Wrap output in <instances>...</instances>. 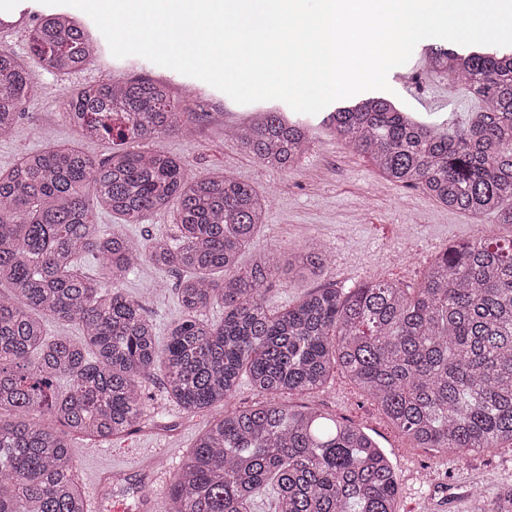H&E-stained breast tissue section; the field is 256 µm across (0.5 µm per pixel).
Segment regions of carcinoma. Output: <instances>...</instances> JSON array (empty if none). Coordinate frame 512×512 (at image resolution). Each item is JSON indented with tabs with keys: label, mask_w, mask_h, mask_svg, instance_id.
Returning a JSON list of instances; mask_svg holds the SVG:
<instances>
[{
	"label": "carcinoma",
	"mask_w": 512,
	"mask_h": 512,
	"mask_svg": "<svg viewBox=\"0 0 512 512\" xmlns=\"http://www.w3.org/2000/svg\"><path fill=\"white\" fill-rule=\"evenodd\" d=\"M31 50L60 73L83 69L95 43L81 21L50 13ZM431 67L482 102L458 134L403 116L397 101L362 96L330 126L377 174L437 204L512 226V52L432 47ZM35 76L0 49V136L12 131ZM85 139L158 141L194 127L170 87L150 79L89 84L61 101ZM236 138L260 163L293 170L309 151L305 123L272 108ZM126 224L177 202L174 236L135 243L95 223L86 201ZM268 202L224 173L191 177L157 145L97 161L68 145L23 154L0 170V512H89L71 439L124 435L154 408L157 375L188 413L220 408L164 494V512H248L260 491L274 512H394L398 478L363 428L282 397L322 387L341 366L391 425L421 448L458 455L512 446V238L446 248L411 292L383 280L329 283L273 311L265 292L281 268L304 276L325 252H241ZM84 254L101 273L86 276ZM184 272L183 315L159 345L143 305L120 288L142 262ZM224 308L212 322L206 312ZM81 336H47L45 319ZM266 401L229 404L242 376ZM53 416L56 426L40 421Z\"/></svg>",
	"instance_id": "1"
}]
</instances>
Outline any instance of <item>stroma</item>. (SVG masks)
Here are the masks:
<instances>
[{"instance_id":"stroma-1","label":"stroma","mask_w":512,"mask_h":512,"mask_svg":"<svg viewBox=\"0 0 512 512\" xmlns=\"http://www.w3.org/2000/svg\"><path fill=\"white\" fill-rule=\"evenodd\" d=\"M419 42L411 59L393 68V98L415 112L429 115L449 132L460 130L480 101L465 87L432 69ZM8 50L45 87L42 97L26 101L12 135L0 140V170L10 169L22 154L44 149L52 142L76 143L88 155L102 160L112 151L143 150L140 142L126 143L102 137L86 140L73 128L60 108L61 100L82 85L101 79L129 81L143 70L128 66L102 47L81 71L59 74L33 54L29 42L10 44ZM174 98L192 112L204 113L192 137L163 136L159 144L182 158L191 174L226 172L268 196L270 203L249 249L240 258L249 265L255 252L279 248L316 247L327 251L328 261L316 273L298 277L280 272L266 293L274 310L295 304L328 282L350 288L381 279L417 287L425 268L448 245L486 236L512 237V227L449 210L421 191L403 188L381 178L371 163L346 148L331 132L326 112L303 115L310 128V150L292 171L266 167L241 145L225 137L224 127L258 110V103L238 104L225 94L188 96L173 90ZM175 207L147 213L141 223L123 224L112 213L96 210V223L115 227L136 241L166 238L176 222ZM179 270L144 263L123 281L124 291L139 299L153 322L158 342L182 315L177 288ZM144 395L155 408L135 431L104 442L75 438L71 454L90 512H107L99 476L118 471L139 496L161 500L186 452L212 420L215 410L190 414L166 396L159 379L145 381ZM295 407L316 408L365 428L383 447L399 481L396 512H421L426 500H447V512H471L473 488H481L486 503L512 486V447L493 453L459 456L435 448L417 447L397 431L381 409L366 397L342 370H333L327 383L311 393L288 398Z\"/></svg>"}]
</instances>
